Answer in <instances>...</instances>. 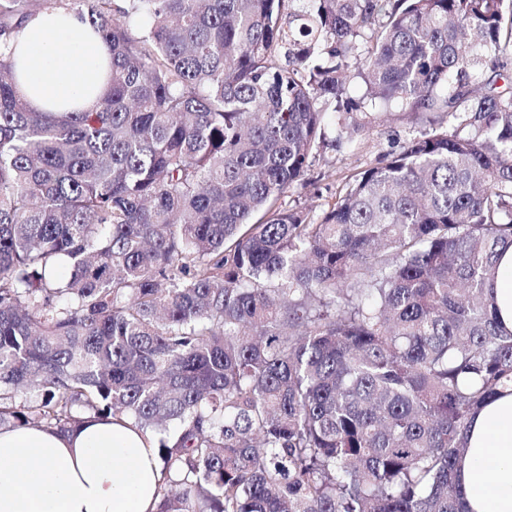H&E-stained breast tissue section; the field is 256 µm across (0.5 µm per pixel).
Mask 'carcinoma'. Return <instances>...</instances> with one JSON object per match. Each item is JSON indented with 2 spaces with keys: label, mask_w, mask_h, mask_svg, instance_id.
<instances>
[{
  "label": "carcinoma",
  "mask_w": 512,
  "mask_h": 512,
  "mask_svg": "<svg viewBox=\"0 0 512 512\" xmlns=\"http://www.w3.org/2000/svg\"><path fill=\"white\" fill-rule=\"evenodd\" d=\"M113 2L0 0V427L130 423L155 512H465L512 391V0ZM50 9L109 53L94 111L18 95ZM392 107L438 119L319 220L282 206ZM492 287L498 319L507 330L512 331V248L501 255Z\"/></svg>",
  "instance_id": "1"
}]
</instances>
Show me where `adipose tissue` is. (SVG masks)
<instances>
[{"instance_id":"obj_1","label":"adipose tissue","mask_w":512,"mask_h":512,"mask_svg":"<svg viewBox=\"0 0 512 512\" xmlns=\"http://www.w3.org/2000/svg\"><path fill=\"white\" fill-rule=\"evenodd\" d=\"M23 101L46 112L95 109L106 92L108 54L80 15L61 9L27 21L15 44ZM492 297L512 331V248L500 257ZM160 467L140 434L92 420L61 435L0 429V512H154ZM468 512H512V394L475 414L460 471Z\"/></svg>"}]
</instances>
